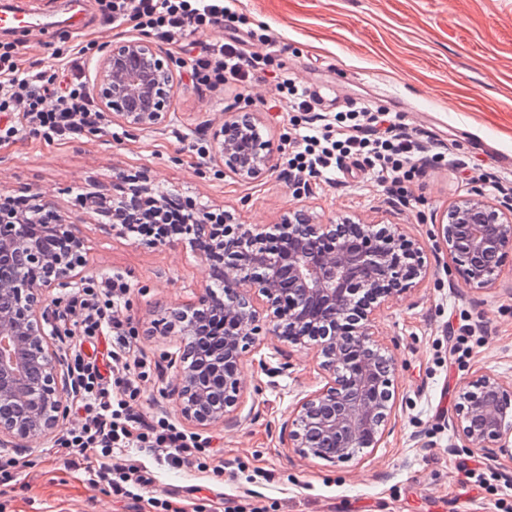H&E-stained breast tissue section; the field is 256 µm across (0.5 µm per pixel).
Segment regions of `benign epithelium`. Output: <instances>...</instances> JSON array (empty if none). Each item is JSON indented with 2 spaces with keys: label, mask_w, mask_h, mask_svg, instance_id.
<instances>
[{
  "label": "benign epithelium",
  "mask_w": 512,
  "mask_h": 512,
  "mask_svg": "<svg viewBox=\"0 0 512 512\" xmlns=\"http://www.w3.org/2000/svg\"><path fill=\"white\" fill-rule=\"evenodd\" d=\"M93 97L110 121L151 131L169 121L175 92L170 58L151 42L127 39L106 46L96 62ZM256 112H226L211 127L212 160L241 181L271 168L269 143ZM118 193L84 196L105 216L110 233L155 221L167 205L149 175L120 174ZM0 194V447L26 448L51 440L76 392L56 346L60 335L50 293L83 284L85 242L52 199L35 196L17 211ZM197 212L170 233L146 240L180 244L203 258L220 291L207 287L196 302L160 309L153 329L178 336L170 358L178 383L170 397L195 426L227 421L241 394L240 366L260 322L282 341L315 352L327 383L301 399L288 424L290 447L303 458L345 461L377 448L394 407L395 357L375 333L377 313L411 296L428 276L424 247L398 224L340 217L322 223L308 209L288 210L277 234L238 223L221 212L212 223ZM455 274L489 290L512 251V195L497 203L474 189L448 207L438 224ZM466 447L512 459V383L487 372L464 387L454 422Z\"/></svg>",
  "instance_id": "benign-epithelium-1"
}]
</instances>
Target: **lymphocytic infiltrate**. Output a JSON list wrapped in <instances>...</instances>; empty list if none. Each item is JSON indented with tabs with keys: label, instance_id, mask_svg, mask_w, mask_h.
<instances>
[{
	"label": "lymphocytic infiltrate",
	"instance_id": "obj_1",
	"mask_svg": "<svg viewBox=\"0 0 512 512\" xmlns=\"http://www.w3.org/2000/svg\"><path fill=\"white\" fill-rule=\"evenodd\" d=\"M104 14L113 26L134 24L157 39L177 42L195 31L223 26L233 17L229 0H104ZM89 44L58 57L56 64L40 69L24 67L14 45H0V114L14 121L0 128V140L25 130L32 137L77 138L100 128L104 116L87 91L83 76L86 59L94 57ZM276 55L275 43L265 54L248 52L238 35L210 44L191 59L198 84L216 87L234 84L245 88L260 81ZM422 147L409 133L397 132L387 112H371L359 106L337 113L334 122L300 126L288 142L287 163L295 173L331 176L356 165L379 182L399 188L412 181ZM127 284L119 277L88 282L75 293L70 307L80 309L82 338L108 336L112 347L106 357L109 368L75 354L70 368L81 390L80 409L85 422L80 430L58 440L55 453L66 463L96 455L95 475L113 493L127 495L144 485L125 466L113 462L114 452L139 448L161 458L169 467H189L201 473L222 475L223 466H210L208 456L191 436L160 419L134 431V411L140 391L136 366L123 357L131 336L113 311L121 306Z\"/></svg>",
	"mask_w": 512,
	"mask_h": 512
}]
</instances>
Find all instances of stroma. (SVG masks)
<instances>
[{"label":"stroma","mask_w":512,"mask_h":512,"mask_svg":"<svg viewBox=\"0 0 512 512\" xmlns=\"http://www.w3.org/2000/svg\"><path fill=\"white\" fill-rule=\"evenodd\" d=\"M40 17V27L15 35L24 62L53 63L56 49L71 50L141 37V30L105 24L98 0H81L71 26L54 27L65 0H13ZM242 29L269 35L281 71L319 107L341 109L357 101L399 114L424 140L443 145L445 160L425 163L408 195L383 189L361 171L323 182L310 179L296 194L283 147L293 132L291 115L275 107L274 82L242 89L193 83L187 49L160 48L176 62L172 121L140 133L116 123L70 140L25 134L0 141V193L51 198L85 239L88 276L113 274L129 284L118 309L134 336L130 357L145 364L138 412L167 417L212 449L224 474L168 468L129 448L127 466L151 482L122 497L93 481L88 463L70 466L52 444L19 449L15 481L0 489V512H503L512 505V460L487 459L483 488L465 483L462 471L473 448L463 446L453 424L460 393L479 372L512 380V255L495 288L476 291L455 274L438 237L449 204L471 189L491 202L512 189V0H234ZM260 113L273 165L247 182L225 174L195 143H209L225 113ZM147 172L163 192L196 209H223L242 224L279 223L303 206L322 222L339 216L403 225L425 246L430 276L409 298L377 319L381 340L396 360L394 414L374 451L332 463L301 459L288 446V420L296 404L326 380L313 355L265 334L241 367L243 401L232 421L194 426L176 410L169 392L177 382L167 355L172 336H150L158 307L190 303L209 285L204 260L178 246L151 247L107 234L81 197L112 189L117 174ZM469 322L459 350L450 338Z\"/></svg>","instance_id":"obj_1"}]
</instances>
